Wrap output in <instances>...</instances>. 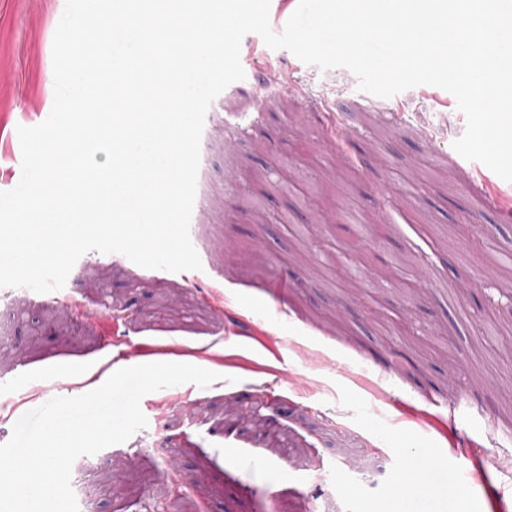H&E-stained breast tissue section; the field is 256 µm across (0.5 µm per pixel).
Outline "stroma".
I'll return each mask as SVG.
<instances>
[{"label": "stroma", "mask_w": 512, "mask_h": 512, "mask_svg": "<svg viewBox=\"0 0 512 512\" xmlns=\"http://www.w3.org/2000/svg\"><path fill=\"white\" fill-rule=\"evenodd\" d=\"M65 0H0V190L18 127L53 106ZM205 118L196 250L204 275L90 251L55 292L0 287L4 407L83 394L86 375L155 361L217 373L157 390L145 429L79 456L92 512H377L405 469L470 478L460 500L512 512V181L462 161L466 118L441 88L387 99L254 33ZM376 227L358 237V224ZM459 407L454 422L438 406ZM386 456L385 474H362Z\"/></svg>", "instance_id": "1"}]
</instances>
